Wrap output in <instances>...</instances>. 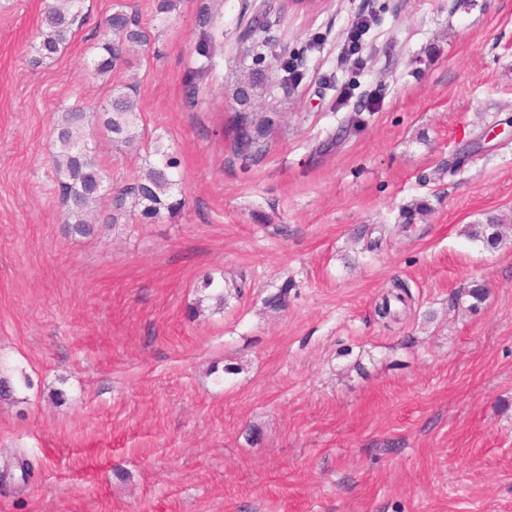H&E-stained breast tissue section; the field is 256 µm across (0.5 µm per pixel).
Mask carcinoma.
I'll list each match as a JSON object with an SVG mask.
<instances>
[{
    "mask_svg": "<svg viewBox=\"0 0 512 512\" xmlns=\"http://www.w3.org/2000/svg\"><path fill=\"white\" fill-rule=\"evenodd\" d=\"M84 0H54L48 6L42 17L40 40L36 46L39 59H52L59 54L70 42L74 31L86 19L83 13ZM268 3L259 5L255 14L248 20L243 37L252 39L249 57L251 64L247 74L238 79L233 89L232 98L240 106L235 113L237 155L244 164L256 162L265 152L262 139L266 131L273 125V120L261 113L251 111L253 101L262 93L271 89L269 85V70L271 61L268 53L275 39L270 35L271 25L261 17L267 14ZM113 23L119 32L105 26L102 29V40L98 51L92 59L93 71L96 75H105L112 70L129 64L127 54L138 46L151 43V31L140 24L136 17L126 19V13L117 10L112 13ZM217 22V16L207 0L199 8L198 25L200 29L197 43V54L205 58L203 66L194 71L190 79L191 87H197V80L207 73L212 66L214 40L211 29ZM140 107L137 96L129 92L112 96L109 103L99 109L97 122L111 135L112 144L120 148H132L138 137ZM89 116L86 107L76 105L61 112L53 127L54 151L50 161L56 172L59 186V196L66 208L68 222L65 232L70 237L89 238L99 232V225L91 220V212L100 196L90 186L96 182L105 181L104 170L97 164L87 166L79 159L80 148L87 145L86 129ZM146 172L129 185L115 200L118 211L125 209L126 202H132L141 215L147 219L157 217L161 210L173 211L180 202L173 200L178 189L176 179L180 160L171 148L157 138L153 142L152 151L146 158ZM501 219L490 218L484 224L469 226L468 235L471 239L495 248L502 241L500 230ZM242 285L236 281H217L207 274L201 280L197 289L202 293L193 314H199L202 303L213 300L218 308L224 307V290L240 291ZM394 292L384 298L379 308V316L386 319L391 316V301L406 304L411 299L408 286L397 280L393 283ZM30 387L28 377L16 381L7 374H0V401L20 402L18 394L21 387Z\"/></svg>",
    "mask_w": 512,
    "mask_h": 512,
    "instance_id": "1",
    "label": "carcinoma"
}]
</instances>
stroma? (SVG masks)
<instances>
[{
    "label": "stroma",
    "instance_id": "obj_1",
    "mask_svg": "<svg viewBox=\"0 0 512 512\" xmlns=\"http://www.w3.org/2000/svg\"><path fill=\"white\" fill-rule=\"evenodd\" d=\"M49 2L0 0V365L31 382L0 403V512H512V0L290 8L273 52L298 51L301 80L263 97L273 125L248 166L230 127L243 0L218 8L191 110L202 0L163 21L152 0H85L38 64ZM117 10L155 39L93 75ZM128 83L140 146L88 128L112 190L100 234L68 237L54 122ZM158 136L182 206L115 211ZM421 200L430 214L405 224ZM491 216L507 221L494 249L467 233ZM219 273L241 294L193 316ZM396 279L413 300L380 319Z\"/></svg>",
    "mask_w": 512,
    "mask_h": 512
}]
</instances>
